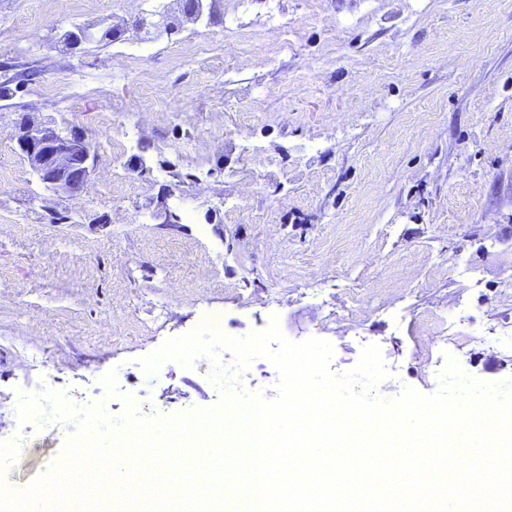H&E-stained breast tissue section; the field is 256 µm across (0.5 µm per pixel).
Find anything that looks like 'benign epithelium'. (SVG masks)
Masks as SVG:
<instances>
[{
    "instance_id": "7a95c632",
    "label": "benign epithelium",
    "mask_w": 512,
    "mask_h": 512,
    "mask_svg": "<svg viewBox=\"0 0 512 512\" xmlns=\"http://www.w3.org/2000/svg\"><path fill=\"white\" fill-rule=\"evenodd\" d=\"M95 36V26L75 25L70 29L69 42L76 48ZM13 139L16 151L27 161L40 184L55 194L80 191L95 172L96 148L74 127L61 129L38 124L22 114L15 121ZM153 216L170 226L181 220L177 209L167 205L157 209Z\"/></svg>"
}]
</instances>
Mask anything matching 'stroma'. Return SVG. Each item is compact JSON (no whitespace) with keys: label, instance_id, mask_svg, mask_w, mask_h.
I'll list each match as a JSON object with an SVG mask.
<instances>
[{"label":"stroma","instance_id":"obj_1","mask_svg":"<svg viewBox=\"0 0 512 512\" xmlns=\"http://www.w3.org/2000/svg\"><path fill=\"white\" fill-rule=\"evenodd\" d=\"M158 5L177 11L0 0L7 484L45 477L77 429L20 423V393L115 420L130 401L146 419L216 408L209 359L143 366L204 310L230 337L274 322L329 342L336 374L377 345L386 398L436 393L449 358L512 379V0H213L212 18L134 31ZM84 22L123 32L63 49ZM20 112L92 140L81 192L46 191L15 153ZM165 203L180 227L153 219Z\"/></svg>","mask_w":512,"mask_h":512}]
</instances>
